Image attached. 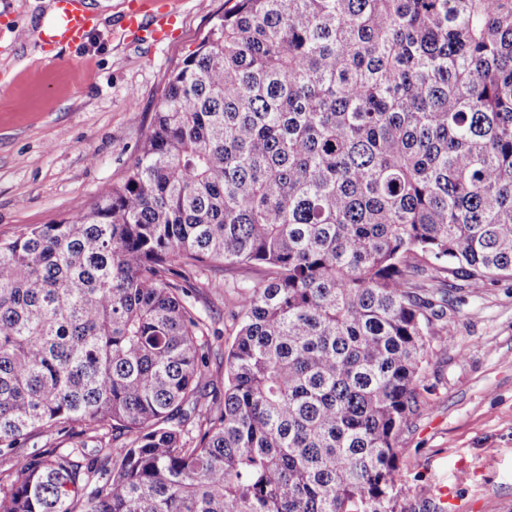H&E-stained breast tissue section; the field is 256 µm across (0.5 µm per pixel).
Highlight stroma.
I'll return each mask as SVG.
<instances>
[{
    "instance_id": "stroma-1",
    "label": "stroma",
    "mask_w": 512,
    "mask_h": 512,
    "mask_svg": "<svg viewBox=\"0 0 512 512\" xmlns=\"http://www.w3.org/2000/svg\"><path fill=\"white\" fill-rule=\"evenodd\" d=\"M82 44L47 51L36 33L48 0H0V238L93 203L137 156L169 76L208 35L227 0H170L167 43L122 37L126 0L100 6ZM29 36L19 41L15 28ZM253 266L191 268L195 304L213 329L207 378L224 381L237 334L224 319L225 283H257ZM418 387V411L399 433L397 488L406 512H512V278L455 290ZM453 492L444 505L437 488Z\"/></svg>"
}]
</instances>
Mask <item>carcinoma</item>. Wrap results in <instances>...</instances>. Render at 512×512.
<instances>
[{"label":"carcinoma","instance_id":"obj_1","mask_svg":"<svg viewBox=\"0 0 512 512\" xmlns=\"http://www.w3.org/2000/svg\"><path fill=\"white\" fill-rule=\"evenodd\" d=\"M214 262L266 274L222 390ZM435 271L512 278V0H236L123 181L0 239V512H402ZM76 427L127 440L21 451ZM185 275L187 280L196 287L195 304L210 327L207 379L222 385L224 383V349L233 344L238 331V327L224 321V302L227 303L231 297L224 292V281L253 285L261 279L262 273L254 266L219 265L215 268H189ZM213 330L219 331L220 336H213Z\"/></svg>","mask_w":512,"mask_h":512}]
</instances>
